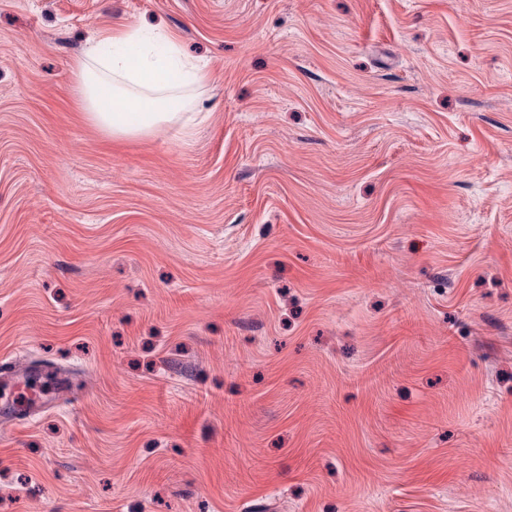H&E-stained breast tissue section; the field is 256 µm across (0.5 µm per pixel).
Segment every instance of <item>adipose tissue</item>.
Masks as SVG:
<instances>
[{
  "mask_svg": "<svg viewBox=\"0 0 512 512\" xmlns=\"http://www.w3.org/2000/svg\"><path fill=\"white\" fill-rule=\"evenodd\" d=\"M142 35L139 28L98 35L71 67L81 110L115 139L194 119L188 89L201 83V70L183 59L172 38L156 34L147 45ZM105 44L111 45V55L102 54Z\"/></svg>",
  "mask_w": 512,
  "mask_h": 512,
  "instance_id": "adipose-tissue-1",
  "label": "adipose tissue"
}]
</instances>
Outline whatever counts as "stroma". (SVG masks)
<instances>
[{"label": "stroma", "mask_w": 512, "mask_h": 512, "mask_svg": "<svg viewBox=\"0 0 512 512\" xmlns=\"http://www.w3.org/2000/svg\"><path fill=\"white\" fill-rule=\"evenodd\" d=\"M205 63L115 140V27ZM0 512H512V0H0ZM145 33L158 49L143 44ZM103 44L112 45V55L101 53ZM71 71L81 110L113 139L146 136L162 124L184 127L195 119L187 88L199 85L203 74L169 36L114 29L95 37Z\"/></svg>", "instance_id": "stroma-1"}]
</instances>
